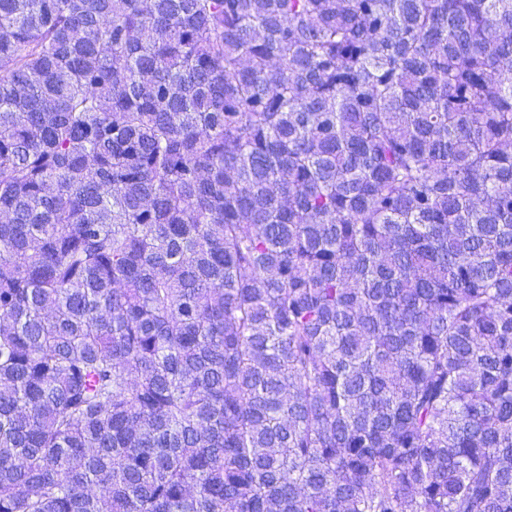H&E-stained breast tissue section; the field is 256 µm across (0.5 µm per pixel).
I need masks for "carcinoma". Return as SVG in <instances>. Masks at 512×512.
<instances>
[{"label": "carcinoma", "mask_w": 512, "mask_h": 512, "mask_svg": "<svg viewBox=\"0 0 512 512\" xmlns=\"http://www.w3.org/2000/svg\"><path fill=\"white\" fill-rule=\"evenodd\" d=\"M0 512H512V0H0Z\"/></svg>", "instance_id": "cac0c4a2"}]
</instances>
